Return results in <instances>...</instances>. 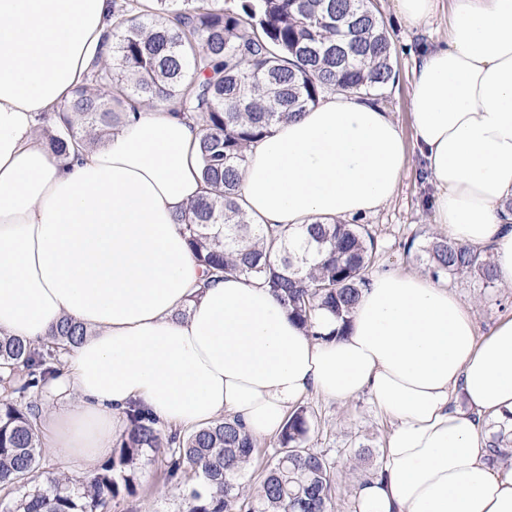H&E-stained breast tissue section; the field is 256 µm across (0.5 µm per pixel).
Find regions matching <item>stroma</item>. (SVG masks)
Segmentation results:
<instances>
[{
	"label": "stroma",
	"instance_id": "stroma-1",
	"mask_svg": "<svg viewBox=\"0 0 512 512\" xmlns=\"http://www.w3.org/2000/svg\"><path fill=\"white\" fill-rule=\"evenodd\" d=\"M392 45L395 76L384 92L381 110L389 112L402 131L407 146V165L396 193L375 213L366 216L378 243L376 270L426 272V265L406 253L408 242L423 244L441 236L428 208L433 194L425 178L423 160L414 147L410 88L413 61L422 48L435 44L447 28V11H440L420 28L408 27L398 16L395 0H373ZM450 290L473 307L478 335L487 334L500 320L512 317V287L466 276L444 275ZM309 410L311 427L306 448L324 454L336 472L333 512H354L359 481L377 469L390 431L389 421L372 408L368 395L344 403L309 393L302 400ZM167 451L152 454L139 465L133 494L107 499L102 512H184L187 499L197 486V477L186 473L180 479L167 476ZM359 462L356 475H349L350 462Z\"/></svg>",
	"mask_w": 512,
	"mask_h": 512
}]
</instances>
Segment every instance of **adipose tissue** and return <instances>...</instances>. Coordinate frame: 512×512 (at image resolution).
<instances>
[{
  "instance_id": "ef3b65f1",
  "label": "adipose tissue",
  "mask_w": 512,
  "mask_h": 512,
  "mask_svg": "<svg viewBox=\"0 0 512 512\" xmlns=\"http://www.w3.org/2000/svg\"><path fill=\"white\" fill-rule=\"evenodd\" d=\"M443 4L447 33L411 85L429 206L449 240L491 246L512 285V0H396L411 27ZM111 14L112 0H0V335L41 343L65 316L88 330L50 383V447L77 470L107 457L133 402L187 429L237 417L257 438L308 393L365 394L391 430L356 512H512V470L489 465L484 424L512 431V318L477 336L447 286L385 271L345 335L322 311L329 337L315 339L256 280L196 293L177 218L204 191L200 131L179 114L139 110L69 163L47 149L38 119L107 58ZM246 155L247 219L290 233L376 212L407 161L389 113L336 93Z\"/></svg>"
}]
</instances>
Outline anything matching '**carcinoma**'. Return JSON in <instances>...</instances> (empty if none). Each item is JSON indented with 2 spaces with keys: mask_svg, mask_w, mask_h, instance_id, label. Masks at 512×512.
Segmentation results:
<instances>
[{
  "mask_svg": "<svg viewBox=\"0 0 512 512\" xmlns=\"http://www.w3.org/2000/svg\"><path fill=\"white\" fill-rule=\"evenodd\" d=\"M112 0V61L93 68L73 97L58 106L60 123L48 135L61 159L90 146L146 103L166 105L201 131L205 194L178 217L202 267L199 287L246 275L270 289L303 326L318 335L314 317L325 309L341 321L368 282L377 244L367 225L316 222L288 235L279 226L248 222L240 204L247 146L281 121L327 94L377 96L393 78L391 43L372 0ZM433 275L470 274L496 281L484 251L446 237L417 247ZM64 318L40 345L0 336V501L5 512H100L105 499L134 492L126 471L165 444L167 474L188 467L208 492H195L184 512H332L334 471L326 456L305 447L307 411L295 410L279 433V456L256 493L239 473L256 441L236 418L212 426L162 432L137 405L112 459L74 484L41 471L40 407L30 400L58 373L63 351L85 336ZM502 433L489 444L493 464L512 465Z\"/></svg>",
  "mask_w": 512,
  "mask_h": 512,
  "instance_id": "carcinoma-1",
  "label": "carcinoma"
}]
</instances>
